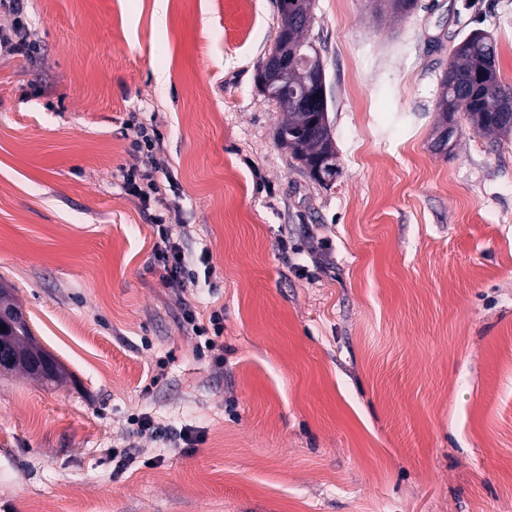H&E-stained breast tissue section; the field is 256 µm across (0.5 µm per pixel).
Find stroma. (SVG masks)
<instances>
[{
	"label": "stroma",
	"instance_id": "obj_1",
	"mask_svg": "<svg viewBox=\"0 0 512 512\" xmlns=\"http://www.w3.org/2000/svg\"><path fill=\"white\" fill-rule=\"evenodd\" d=\"M0 52V283L66 371L0 375V512H512V133L432 148L451 51L512 0L377 20L316 0L340 173L274 139L279 0H20ZM154 127L165 219L208 282L161 281L123 184ZM224 312V363L179 320ZM190 430L192 448L128 418ZM134 446L115 473L112 452Z\"/></svg>",
	"mask_w": 512,
	"mask_h": 512
}]
</instances>
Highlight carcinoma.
<instances>
[{"instance_id": "cac0c4a2", "label": "carcinoma", "mask_w": 512, "mask_h": 512, "mask_svg": "<svg viewBox=\"0 0 512 512\" xmlns=\"http://www.w3.org/2000/svg\"><path fill=\"white\" fill-rule=\"evenodd\" d=\"M301 2L280 0L279 32L286 35L291 49L306 54L308 28L296 21ZM462 43L464 47L452 55L441 82L436 104L439 123L461 112L467 123L482 134L512 131V87L499 80L494 45L487 37L477 38L473 33ZM282 87L283 93L276 103L286 111V117L276 129V140L290 139L288 151L302 165L325 155L333 144L329 123H319L320 113L328 112V105L319 110L311 105L307 92L312 87L311 69L304 66L288 70ZM45 354L26 321L6 320L0 326V374L20 370L46 386H54L64 378L61 365L52 362L41 373L24 364L35 355Z\"/></svg>"}]
</instances>
